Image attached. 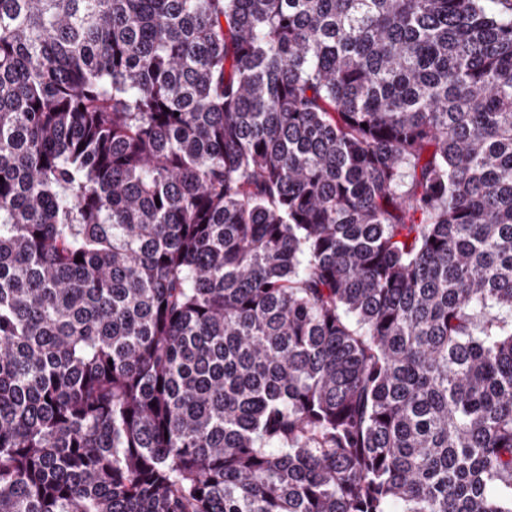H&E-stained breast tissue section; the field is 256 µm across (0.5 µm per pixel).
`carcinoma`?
Masks as SVG:
<instances>
[{"label": "carcinoma", "instance_id": "1", "mask_svg": "<svg viewBox=\"0 0 512 512\" xmlns=\"http://www.w3.org/2000/svg\"><path fill=\"white\" fill-rule=\"evenodd\" d=\"M0 176V512H512V0H0Z\"/></svg>", "mask_w": 512, "mask_h": 512}]
</instances>
